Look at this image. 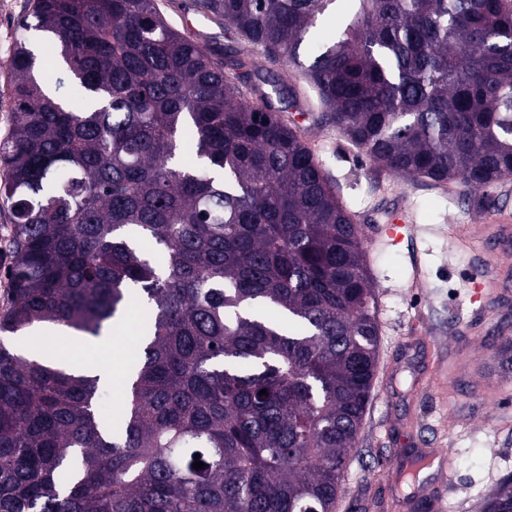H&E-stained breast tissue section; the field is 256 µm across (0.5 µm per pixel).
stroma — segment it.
Segmentation results:
<instances>
[{
	"label": "stroma",
	"mask_w": 512,
	"mask_h": 512,
	"mask_svg": "<svg viewBox=\"0 0 512 512\" xmlns=\"http://www.w3.org/2000/svg\"><path fill=\"white\" fill-rule=\"evenodd\" d=\"M33 0H0V137L10 126L6 87L18 24ZM176 28L212 49L223 25L160 0ZM316 154L338 195L355 213L375 283L379 326L372 397L346 470L336 512H481L512 476V386L489 373L498 335L512 336V287L471 302L470 274H491L480 248L488 211L475 189L442 190L379 169L336 128L314 126ZM412 214L397 242L380 235L393 205ZM450 451L449 473L408 482L407 462L430 449Z\"/></svg>",
	"instance_id": "stroma-1"
}]
</instances>
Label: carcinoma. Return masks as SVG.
Listing matches in <instances>:
<instances>
[{
    "label": "carcinoma",
    "mask_w": 512,
    "mask_h": 512,
    "mask_svg": "<svg viewBox=\"0 0 512 512\" xmlns=\"http://www.w3.org/2000/svg\"><path fill=\"white\" fill-rule=\"evenodd\" d=\"M336 2L193 0L229 35L215 54L158 0H33L0 139V512H336L377 361L364 237L272 103L288 83L247 88L234 44L376 165L491 188L512 178V0H343L312 42ZM135 304L114 422L98 379L8 342L98 337ZM482 512H512V480ZM287 69L288 67H273L268 64L264 58L256 57L251 83L260 84L265 91L270 92V86H268V84L276 80L279 75L283 76ZM12 224V215L7 206L0 203V315L4 313L10 301V284L8 281V268L10 254L5 247L9 227Z\"/></svg>",
    "instance_id": "1"
}]
</instances>
